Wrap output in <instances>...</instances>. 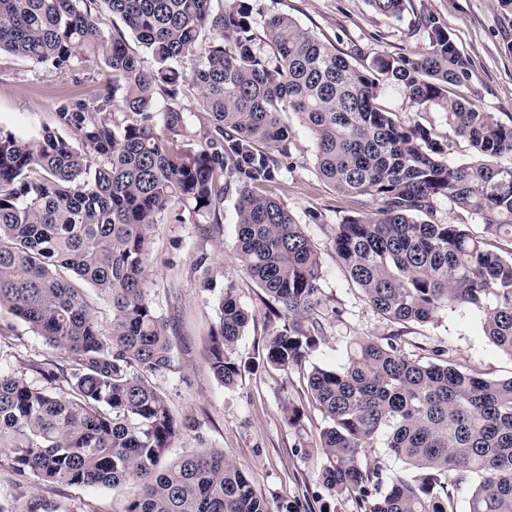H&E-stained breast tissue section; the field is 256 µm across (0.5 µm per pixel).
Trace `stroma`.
<instances>
[{"mask_svg": "<svg viewBox=\"0 0 512 512\" xmlns=\"http://www.w3.org/2000/svg\"><path fill=\"white\" fill-rule=\"evenodd\" d=\"M402 18L375 12L368 0H254V21L263 26L271 12L286 13L320 39L333 44L352 64L368 67L380 54L415 50L407 28L416 15L432 14L445 27L470 62L471 79L454 87L456 96L496 113L512 116V4L502 0H410ZM110 75L102 64L60 75L8 54H0V129L33 137L53 126L55 113L66 99H94ZM378 105L404 123L431 129L448 144V162H471L474 151L451 130L443 108L419 106L399 86L382 84ZM292 129L290 168L262 191L288 206L312 240L321 265V288L326 309L318 348L302 365L288 370L267 367L266 342L275 324L262 303L263 290L239 267L235 256L234 200L225 198L217 224L164 221L153 238L145 288L158 314L167 321L173 340L174 371L152 376L176 419L189 420L168 450L175 459L189 452L220 450L247 475L270 512H360L353 499L336 496L317 482L324 463L317 449L324 425L307 394L311 366H341L351 341L369 338L394 343L412 360L427 361L433 349L448 350L460 370L489 378L512 377V356L499 350L483 332L482 315L467 307H446L427 323L388 321L366 301L362 291L340 268L333 245L337 224L371 212L370 201L337 192L315 168V145L297 116L287 115ZM233 286L250 321L237 343L239 360L246 362L235 386L215 379L207 347L217 322V297ZM11 339L0 345V367L24 369L26 362L50 356L43 340L11 315ZM304 413L301 427L288 425L285 407ZM41 495L56 500L62 512H123L134 486L40 487Z\"/></svg>", "mask_w": 512, "mask_h": 512, "instance_id": "stroma-1", "label": "stroma"}]
</instances>
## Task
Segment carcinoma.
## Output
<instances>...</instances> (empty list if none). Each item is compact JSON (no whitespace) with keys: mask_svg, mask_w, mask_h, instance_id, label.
<instances>
[{"mask_svg":"<svg viewBox=\"0 0 512 512\" xmlns=\"http://www.w3.org/2000/svg\"><path fill=\"white\" fill-rule=\"evenodd\" d=\"M0 0V51L66 75L93 59L112 71L95 98L63 101L57 128L36 138L0 129V313L66 356L32 365L43 384L0 369V448L41 485L132 484L124 512H270L244 472L218 451L165 461L179 424L150 377L174 369L168 323L144 280L166 214L219 223L235 197L236 259L279 306L266 363L302 364L321 340V270L314 245L285 205L259 187L289 169L295 114L311 133L318 175L374 211L336 225V255L369 305L395 323H427L472 307L512 356V123L451 96L469 62L447 29L420 14L415 54L378 55L367 68L271 13L257 31L252 0ZM406 0H369L398 17ZM105 5L151 56L99 27ZM214 34L208 43L204 31ZM189 58L187 74L178 63ZM437 104L477 160L448 165V145L376 105L380 83ZM196 90L207 128L190 138L181 99ZM75 133L74 145L62 132ZM443 195L482 219L509 247L494 251L462 224L431 220ZM205 204H199V201ZM112 309L109 329L74 280ZM249 322L234 288L219 298L209 359L225 387L242 374L236 345ZM438 349L426 362L390 342L358 340L341 367L313 366L309 399L324 420L322 486L361 512H456L451 486L473 485L468 512H512V377L462 371ZM403 467L385 484L369 458L380 433ZM39 493L0 512H60Z\"/></svg>","mask_w":512,"mask_h":512,"instance_id":"obj_1","label":"carcinoma"}]
</instances>
